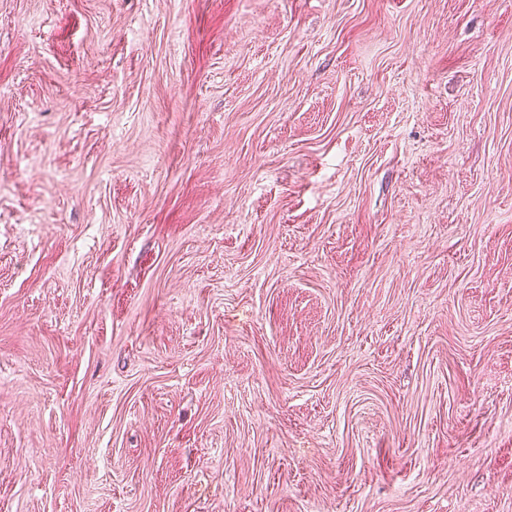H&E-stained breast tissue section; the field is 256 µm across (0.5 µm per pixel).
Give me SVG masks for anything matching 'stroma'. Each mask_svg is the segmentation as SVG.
<instances>
[{"instance_id":"1","label":"stroma","mask_w":512,"mask_h":512,"mask_svg":"<svg viewBox=\"0 0 512 512\" xmlns=\"http://www.w3.org/2000/svg\"><path fill=\"white\" fill-rule=\"evenodd\" d=\"M0 512H512V0H0Z\"/></svg>"}]
</instances>
